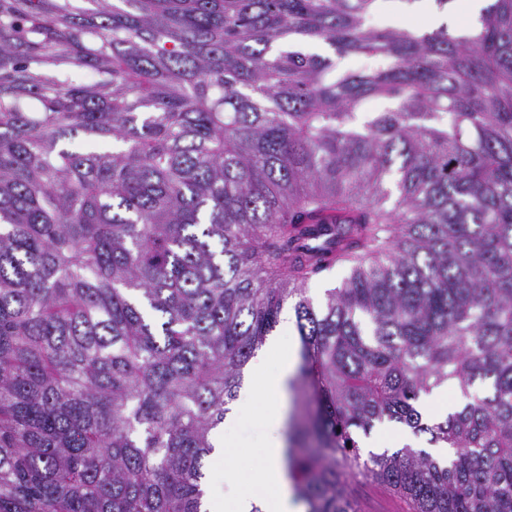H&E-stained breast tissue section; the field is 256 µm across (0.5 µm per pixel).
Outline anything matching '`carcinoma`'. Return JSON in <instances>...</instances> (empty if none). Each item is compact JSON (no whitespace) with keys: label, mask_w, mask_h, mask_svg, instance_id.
<instances>
[{"label":"carcinoma","mask_w":512,"mask_h":512,"mask_svg":"<svg viewBox=\"0 0 512 512\" xmlns=\"http://www.w3.org/2000/svg\"><path fill=\"white\" fill-rule=\"evenodd\" d=\"M374 2L0 0V512H202L287 304L304 512H512V0L463 38ZM384 421L450 457L363 456ZM389 6V0H382L379 6L366 18V25L377 29L404 27L402 20L395 17H388L391 14ZM310 52L318 53L332 58L336 63L337 72L346 71H369L385 66L386 62L381 58L367 57L362 55H346L338 57L333 50L324 43L309 44ZM441 391L447 394V399L444 400L446 413L448 412V407H454L459 403L458 392L451 384H444L434 388L429 393L423 394L418 402L419 408L426 418H436L442 412L443 404L436 401V394ZM359 495L365 512H407V506L399 498L377 485L360 486Z\"/></svg>","instance_id":"cac0c4a2"}]
</instances>
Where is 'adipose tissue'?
Masks as SVG:
<instances>
[{"mask_svg":"<svg viewBox=\"0 0 512 512\" xmlns=\"http://www.w3.org/2000/svg\"><path fill=\"white\" fill-rule=\"evenodd\" d=\"M491 0H403L402 11L413 31H433L442 27L462 34L477 25L480 14ZM291 314L281 317L280 332L270 342L278 355L275 367H268L266 357H258L256 369L264 373V392L269 402L259 413L258 419L267 436L262 444L256 471L249 479H241L235 468L228 466L232 443L226 433L213 435V462L224 465L230 491L223 501L212 502L211 512H252L260 507L262 512H298L283 467L284 440L280 434L285 418L284 397L288 380L297 356V344L289 338ZM247 482L246 492H236L235 486Z\"/></svg>","mask_w":512,"mask_h":512,"instance_id":"ef3b65f1","label":"adipose tissue"}]
</instances>
